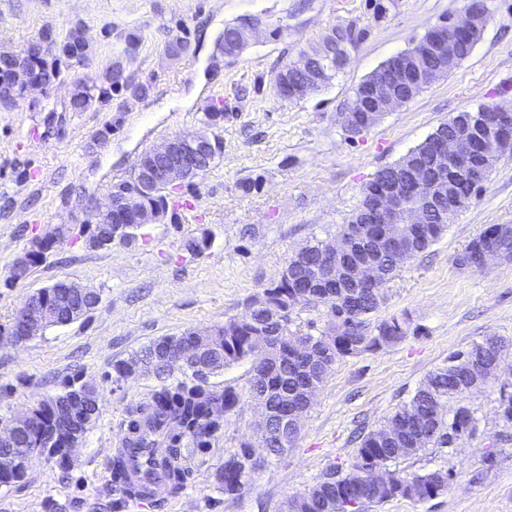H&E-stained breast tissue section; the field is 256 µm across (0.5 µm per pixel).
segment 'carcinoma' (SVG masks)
Listing matches in <instances>:
<instances>
[{"label": "carcinoma", "mask_w": 512, "mask_h": 512, "mask_svg": "<svg viewBox=\"0 0 512 512\" xmlns=\"http://www.w3.org/2000/svg\"><path fill=\"white\" fill-rule=\"evenodd\" d=\"M243 24L244 20L240 19L224 27L223 38L219 40L222 51H228L230 43L241 34ZM366 36L367 29L356 23H342L332 27L319 42L310 46V50L315 52L312 64L319 67L321 72L320 83L314 91H321L330 85L342 70L339 56L356 50ZM39 42L47 46V51H41L37 43L16 52L0 51V67L13 76L11 83L0 86V106L6 109L15 107L26 95L30 78L37 77L51 85L60 78L62 64L73 59L83 63L89 60V45L79 27L71 29L60 40L53 28L47 26L40 33ZM122 74L120 67H111L100 85L77 83L66 111L85 112L96 102L108 101L112 97V88L119 86ZM431 148L432 139L428 137L398 162L378 171L377 176L393 175L411 162L434 169ZM141 205L149 209L158 206L165 215L176 207L163 187L143 196ZM364 228L369 246L348 261L336 260V264L343 268L340 277L313 280V265L318 252L316 243H307L288 260V283L278 280L260 291L262 295L268 294L267 307L218 326L217 334L211 341L212 349L205 375L188 368L183 371L184 378L163 385L146 401L130 410L123 447L141 450L149 461L154 460L157 449H166L164 465L171 492L183 489L189 475L187 462L192 453L210 447L212 440L224 430V427L208 420L209 401L219 400L224 403V408L232 412L244 397L261 391L268 394L271 407L277 414L302 407L303 389L314 376V371L308 368L307 363L293 359L286 352L266 366L252 368L249 389L244 394L231 386L218 389L209 382L210 377L225 367L248 360L249 337L261 331L269 335L280 333L285 338L290 335V326L295 322L297 312L289 309L288 290L302 287L312 289L314 298L309 306L322 308L326 321H336L339 344L324 359L322 381L338 360L389 347L408 335L411 326L408 316L393 315L376 319L383 302L373 293L351 300L355 270L363 263L378 262L385 266L387 278L384 283L387 284L406 260L437 242L447 231L448 225H432L430 234L422 239H402L393 257L380 252L375 246L383 233L382 225L366 224ZM487 236L491 237V244L499 253L506 257L512 254V226L492 225L478 239ZM191 338L192 331L187 330L179 336H165L151 341L128 359L113 365L112 381L117 383L123 379L126 365L132 363L153 365V374L159 377L167 374L169 368L164 365L167 354L191 341ZM508 348L507 343L494 346L474 343L471 352L476 362L491 370L501 366ZM475 382L473 374L452 363L430 372L407 404L398 408L378 428L359 434L353 460L346 467L331 469L321 482L290 499L286 512H362L369 504H381L398 497L420 501L421 492L431 486L445 491L448 487L446 476L453 475L451 468H440L424 474H404L394 469L393 484L388 488H379L359 481L354 469L355 460L372 456L389 466L430 447L450 448L461 438L473 435L476 422L464 397ZM76 393L82 394V407L65 432L59 428L55 418L56 404ZM449 400L456 401V405L448 411V415L439 414L437 405ZM98 401L99 390L95 385L82 383L77 376L69 379L59 393L35 403L34 431L19 436L13 448L20 451L29 463L42 455L52 458L63 456L60 445L68 439L79 440L83 437L95 420ZM169 419L176 421L183 432H171L167 426ZM250 476L249 471H232L224 467L217 473L216 482L225 495L238 496L249 489ZM112 482L122 487L130 498L144 492V487L133 474L130 458L123 452L112 460Z\"/></svg>", "instance_id": "carcinoma-1"}]
</instances>
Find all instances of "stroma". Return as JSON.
Wrapping results in <instances>:
<instances>
[{
	"instance_id": "1",
	"label": "stroma",
	"mask_w": 512,
	"mask_h": 512,
	"mask_svg": "<svg viewBox=\"0 0 512 512\" xmlns=\"http://www.w3.org/2000/svg\"><path fill=\"white\" fill-rule=\"evenodd\" d=\"M490 22L471 55L373 127L348 137L339 114L356 86L392 56L413 48L459 0H396L385 18L372 0H0V47L18 51L44 27L65 37L81 26L87 63L69 62L47 93L0 110V324L29 295L58 281L100 290L102 301L77 322L48 328L18 345L0 343V418L57 393L80 374L98 386L96 421L68 464L39 457L27 478L0 486V512H284L286 502L347 464L359 423L377 428L409 402L427 374L456 351L489 336L512 341V260L481 271L459 259L491 224L512 225V153L443 237L406 261L386 287L380 317L408 314L415 326L396 345L337 361L308 410L293 446L259 451L250 488L229 497L216 475L245 440L257 441V411L243 402L224 420L210 448L189 462L183 490L150 501L123 496L109 464L122 446L128 412L158 388L151 375L113 383V364L161 336L202 330L246 314L249 299L277 281L307 242L333 241L365 186L456 113L512 100V0H485ZM245 15L265 24L238 56L217 53L225 25ZM349 21L368 35L321 92L288 100L275 76L300 49ZM186 36L188 54L169 56ZM120 66L128 88L109 105L67 111L78 81ZM151 87L139 99L130 88ZM224 109L207 123L202 99ZM217 137L212 168L184 184L173 218L138 228L135 242L107 249L86 244L85 204L105 202L108 187L129 179L137 157L177 134ZM254 180L256 189L240 184ZM67 224L30 277L11 282L15 259L38 237ZM207 239L202 252L190 241ZM512 384V356L499 377L467 393L473 436L430 448L397 470L453 468L438 497L396 498L366 512H512V426L498 417L501 388Z\"/></svg>"
}]
</instances>
